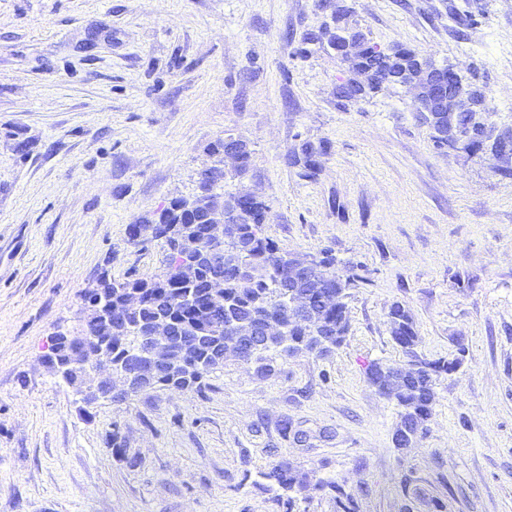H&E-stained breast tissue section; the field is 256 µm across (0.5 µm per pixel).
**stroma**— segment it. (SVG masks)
Here are the masks:
<instances>
[{"instance_id": "obj_1", "label": "stroma", "mask_w": 512, "mask_h": 512, "mask_svg": "<svg viewBox=\"0 0 512 512\" xmlns=\"http://www.w3.org/2000/svg\"><path fill=\"white\" fill-rule=\"evenodd\" d=\"M340 27L453 66L512 127V0H0V512H336L327 489L287 509L281 461L357 512H512V179L436 148L405 89L339 97ZM225 137L251 157L224 190L263 197L266 236L356 265L343 344L82 413L41 363L51 336L83 329L101 273H163L127 228L193 195ZM305 142L327 145L311 175ZM397 301L419 356L463 358L402 451L367 376L407 361ZM264 477L274 481L277 490L280 492L279 498L284 500V504L290 510L294 508L299 494L310 489L328 488L336 493V507L340 509L337 512H357L353 499L344 492L342 485L337 481L320 480L312 488L309 475L300 473L288 462L282 461L275 464L268 473L264 474Z\"/></svg>"}]
</instances>
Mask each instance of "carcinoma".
Instances as JSON below:
<instances>
[{"label": "carcinoma", "mask_w": 512, "mask_h": 512, "mask_svg": "<svg viewBox=\"0 0 512 512\" xmlns=\"http://www.w3.org/2000/svg\"><path fill=\"white\" fill-rule=\"evenodd\" d=\"M418 59L419 54L406 46H396L384 54L377 47L367 45L351 58L352 71L361 77L358 91L374 94L389 85L405 84ZM490 114L489 110L458 112L456 118L463 129H475L489 119ZM429 123L436 146L448 145V113H431ZM323 150V144L316 148L306 143L301 146V154L294 158L312 171L316 154ZM268 210L266 202L253 199L247 209L229 217L232 224L222 248L208 238L205 209L185 210L178 199L171 200L157 219L139 221L141 225L157 224L155 239L167 251L165 280L159 282L149 275L124 280L101 279L103 287L107 288L101 304L111 309L112 331L105 332L103 326L89 324L86 334L103 342L105 354L118 365L126 362L135 348L140 329L158 316L167 317L176 328L187 333L194 329L204 332L205 339L198 350L191 353L189 367L161 374L154 380L160 387L177 383L188 389L200 386L204 377L214 372L210 364L212 353L222 349L224 355L231 354L225 345L237 336L232 327L236 321L254 323L268 318L284 325L285 335L271 337L267 345L248 350L242 357L234 356L238 361L258 364L257 372L265 376L274 372L272 365L266 363L265 353L269 351L279 349L290 355L312 353L321 336L334 337V345L340 346L349 329L346 298L355 282V275L347 274L351 266L340 265L332 252L324 250L320 252L318 273L307 275L298 284L283 281L280 270L288 260V252L262 233ZM137 225H128L129 239L134 244L139 242ZM216 281L223 283L221 301L212 292ZM292 288L305 297L319 324L290 321L285 293ZM329 292L336 298L335 302L327 304L323 296ZM132 293L139 294L140 303L130 309L126 306V297ZM388 325L394 342L412 357L403 368L405 382L396 386L383 384L376 378V365L369 369L368 378L381 395L400 408L401 420L417 417L423 424L430 418L436 401L438 375L456 370L461 360L417 357L415 323L400 302L391 305ZM264 477L274 482L288 512H293L298 495L312 488L335 492L338 512H357L356 504L341 484L321 480L313 485L309 475L297 471L286 461L275 464Z\"/></svg>", "instance_id": "1"}]
</instances>
